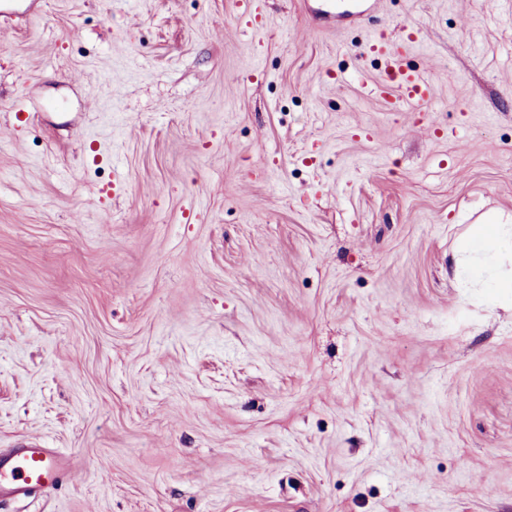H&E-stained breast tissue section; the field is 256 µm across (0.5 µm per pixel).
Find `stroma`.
I'll use <instances>...</instances> for the list:
<instances>
[{"instance_id": "35a3bbf8", "label": "stroma", "mask_w": 512, "mask_h": 512, "mask_svg": "<svg viewBox=\"0 0 512 512\" xmlns=\"http://www.w3.org/2000/svg\"><path fill=\"white\" fill-rule=\"evenodd\" d=\"M0 18V512H512V0H29ZM420 27L431 111L371 36ZM240 76L238 84L226 81ZM418 39V30L408 29L401 49L377 37L371 39V52L386 57L384 75L376 85V91L382 96H394L398 103L409 107L414 112L431 111L433 90L431 82L416 70L407 68L403 62L405 45ZM504 255L512 256V224H472L461 250L456 274L500 297H512V270L502 271ZM66 463L65 455L37 443L0 451V495L23 498L32 491H51Z\"/></svg>"}]
</instances>
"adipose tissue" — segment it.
<instances>
[{"instance_id":"1","label":"adipose tissue","mask_w":512,"mask_h":512,"mask_svg":"<svg viewBox=\"0 0 512 512\" xmlns=\"http://www.w3.org/2000/svg\"><path fill=\"white\" fill-rule=\"evenodd\" d=\"M512 256V224L471 225L456 266L457 276L491 289L501 297H512V270L500 268L503 256Z\"/></svg>"}]
</instances>
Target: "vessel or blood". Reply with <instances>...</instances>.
<instances>
[{
	"label": "vessel or blood",
	"instance_id": "vessel-or-blood-1",
	"mask_svg": "<svg viewBox=\"0 0 512 512\" xmlns=\"http://www.w3.org/2000/svg\"><path fill=\"white\" fill-rule=\"evenodd\" d=\"M371 50L386 58L384 74L376 85L377 92L395 97L398 103L412 111H430L432 84L425 76L403 64V50L379 39L372 44ZM66 463L65 455L35 443L0 451V495L23 498L37 490H53Z\"/></svg>",
	"mask_w": 512,
	"mask_h": 512
}]
</instances>
